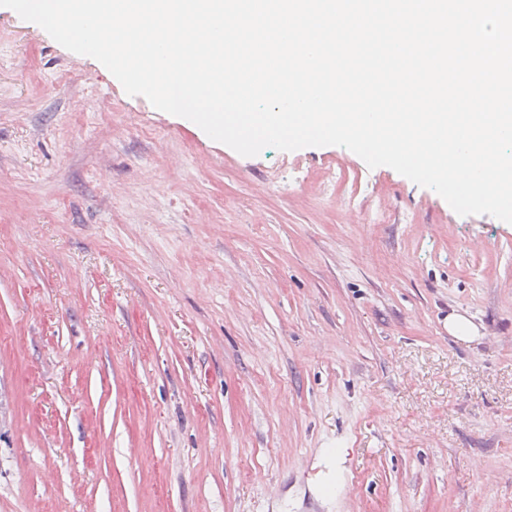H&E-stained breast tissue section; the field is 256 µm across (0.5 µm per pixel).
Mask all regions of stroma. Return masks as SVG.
Returning <instances> with one entry per match:
<instances>
[{"label": "stroma", "mask_w": 512, "mask_h": 512, "mask_svg": "<svg viewBox=\"0 0 512 512\" xmlns=\"http://www.w3.org/2000/svg\"><path fill=\"white\" fill-rule=\"evenodd\" d=\"M0 512H512V224L0 7Z\"/></svg>", "instance_id": "35a3bbf8"}]
</instances>
